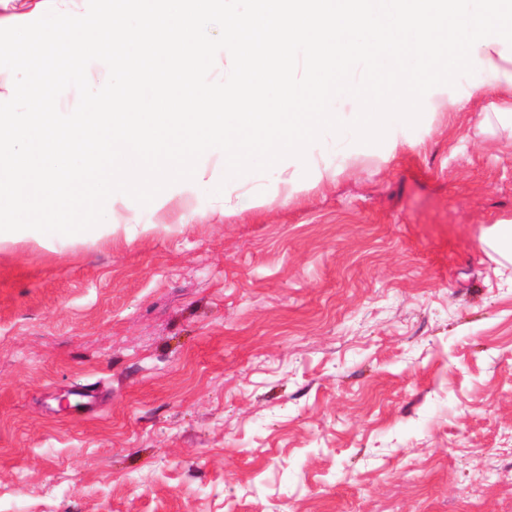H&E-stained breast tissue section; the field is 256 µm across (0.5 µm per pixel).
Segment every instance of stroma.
Returning <instances> with one entry per match:
<instances>
[{"instance_id": "obj_1", "label": "stroma", "mask_w": 512, "mask_h": 512, "mask_svg": "<svg viewBox=\"0 0 512 512\" xmlns=\"http://www.w3.org/2000/svg\"><path fill=\"white\" fill-rule=\"evenodd\" d=\"M459 95L296 188L0 235V512H512V85ZM481 243L491 260L504 268L512 265V221L492 224L483 231Z\"/></svg>"}]
</instances>
